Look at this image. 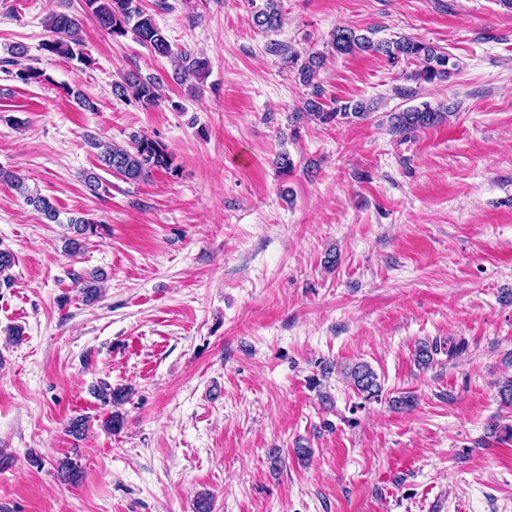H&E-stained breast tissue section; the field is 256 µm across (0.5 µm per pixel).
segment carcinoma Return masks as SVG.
<instances>
[{
  "mask_svg": "<svg viewBox=\"0 0 512 512\" xmlns=\"http://www.w3.org/2000/svg\"><path fill=\"white\" fill-rule=\"evenodd\" d=\"M86 8L95 17L99 25L114 38H123L133 34L135 39L148 47L155 55L175 59L183 73L196 78L205 76L209 71V60L204 56H194L186 49L172 44L156 24L154 18L144 12L138 0H85ZM283 14L281 0H263V6L254 10L253 23L261 32L278 30L282 25ZM48 39L41 47L50 55L76 60L88 65L91 59L82 51L83 39L80 35L81 21L77 16L65 12H50L45 18ZM329 45L338 55L354 53L377 54L385 57L388 64L396 66L403 61H411L417 69L406 75V79L419 85H438L448 81L452 71L458 68V61L445 51L425 41L398 37L391 40H375L371 36L349 27H338L330 34ZM291 63L297 66L298 78L302 85L312 88L311 97L304 102V111L322 123L336 119L362 118L370 110V104L364 101H348L333 108H327L318 101L322 90L317 82L320 70L325 62L322 53H310L305 58L300 54L290 55ZM163 80L158 76L143 78L129 74L123 82L112 86L113 94L120 99L132 98L145 106H154L161 99ZM450 115L449 109H440L423 102L392 115L394 129L400 133H409L435 127L443 123ZM90 147L97 150V159L101 169L120 176L129 183L146 179L154 169H167L171 158L167 147L159 140L133 133L125 145L106 143L92 137L88 139ZM0 179L8 181L24 198L25 203L48 222H59V211L53 202L30 191L17 175L0 169ZM74 235L65 239V249L77 253L82 248L81 238L97 231L98 224L91 218L79 217L68 220ZM15 265L14 255L0 249V288L12 286L14 277L11 269ZM105 275L99 270L77 278L85 301L92 302L101 294V283ZM441 346L423 342L415 350V362L427 368L434 363V355ZM346 380L364 399L379 397L382 392L380 382L374 370L364 362H356L343 369ZM94 393L105 404L118 405L127 397L123 388L114 389L103 383L94 388Z\"/></svg>",
  "mask_w": 512,
  "mask_h": 512,
  "instance_id": "carcinoma-1",
  "label": "carcinoma"
}]
</instances>
